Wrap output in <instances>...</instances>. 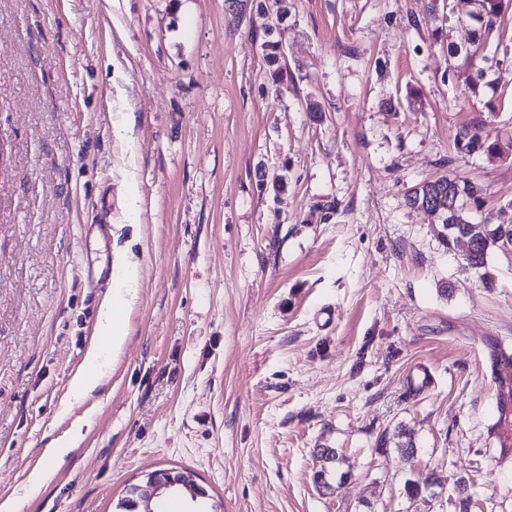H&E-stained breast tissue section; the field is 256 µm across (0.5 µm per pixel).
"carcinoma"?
Returning a JSON list of instances; mask_svg holds the SVG:
<instances>
[{
  "label": "carcinoma",
  "instance_id": "1",
  "mask_svg": "<svg viewBox=\"0 0 512 512\" xmlns=\"http://www.w3.org/2000/svg\"><path fill=\"white\" fill-rule=\"evenodd\" d=\"M512 0H453L450 11L465 14L473 24L470 44L478 48L482 39L488 37L500 25L505 10ZM261 43L263 57L273 68V82L277 85L288 81L286 43L282 37L266 33ZM475 51L448 46V68L443 76L452 75L458 67L472 65ZM454 148L460 154L502 157L512 152V144L506 146L490 140L482 127H464L454 136ZM408 206L438 215L441 229L437 238L448 250L464 236L475 242V247L464 255L466 266L473 270L483 284L493 285L488 271L489 259L495 252L512 253V202L495 213L496 224L490 233L481 234V224L474 221V212L483 205V189L469 179L442 176L423 181L411 187L406 194Z\"/></svg>",
  "mask_w": 512,
  "mask_h": 512
}]
</instances>
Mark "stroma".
Masks as SVG:
<instances>
[{
    "instance_id": "obj_1",
    "label": "stroma",
    "mask_w": 512,
    "mask_h": 512,
    "mask_svg": "<svg viewBox=\"0 0 512 512\" xmlns=\"http://www.w3.org/2000/svg\"><path fill=\"white\" fill-rule=\"evenodd\" d=\"M289 8L281 24L225 0H0V500L19 512H116L160 469L192 472L219 512H512L488 433L512 253L486 287L405 204L441 176L479 184L484 213L512 201V156L454 148L474 125L512 142V8L476 94L473 69L443 76L472 24L430 0ZM280 24L279 96L261 43ZM98 262L111 288L88 287ZM108 295L123 341L94 362ZM421 367L435 381L416 391ZM78 373L100 379L83 398Z\"/></svg>"
}]
</instances>
